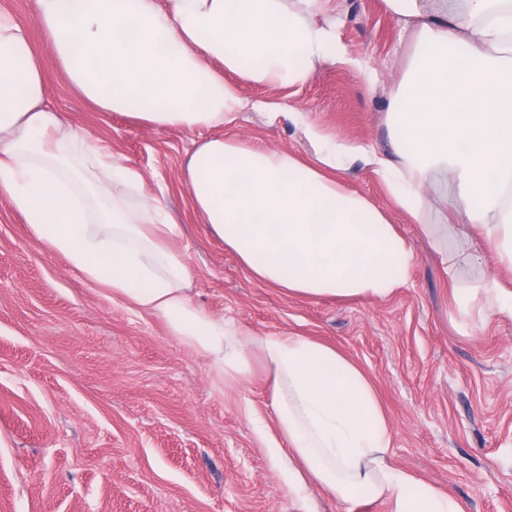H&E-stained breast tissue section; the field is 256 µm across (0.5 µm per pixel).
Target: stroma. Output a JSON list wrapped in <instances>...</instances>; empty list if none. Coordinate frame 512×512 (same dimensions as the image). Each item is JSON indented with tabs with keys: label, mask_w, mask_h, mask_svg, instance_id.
<instances>
[{
	"label": "stroma",
	"mask_w": 512,
	"mask_h": 512,
	"mask_svg": "<svg viewBox=\"0 0 512 512\" xmlns=\"http://www.w3.org/2000/svg\"><path fill=\"white\" fill-rule=\"evenodd\" d=\"M331 6L341 20L331 61L301 83L240 84L253 106L225 133L314 163L302 126L261 108L279 103L326 134L392 155L388 112L413 47L400 43L384 0ZM0 10L29 29L52 75L49 102L77 134L74 162L88 142L121 158L178 224L169 246L185 257L194 306L256 336L295 332L337 347L381 396L395 466L467 512H512V319L463 312L454 300L496 260L470 257L450 184L430 191L428 220L462 257L455 278L417 225L389 208L371 166L353 158L346 181L388 207L411 245L408 282L384 300L287 295L245 269L192 207L182 168L209 130L155 129L99 111L55 79L36 0H0ZM275 432L262 362L240 383L223 384L162 317L113 299L0 195V512H389L384 501L344 504L315 485L295 493L268 451L265 437Z\"/></svg>",
	"instance_id": "stroma-1"
}]
</instances>
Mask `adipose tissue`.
<instances>
[{
  "label": "adipose tissue",
  "instance_id": "obj_1",
  "mask_svg": "<svg viewBox=\"0 0 512 512\" xmlns=\"http://www.w3.org/2000/svg\"><path fill=\"white\" fill-rule=\"evenodd\" d=\"M328 2L299 0L295 11L286 0H37L36 24L59 78L100 111L156 129L212 130L187 159L184 181L195 211L257 279L312 299L386 298L406 284L411 247L342 176L343 160L355 156L432 239L428 188L452 184L460 223L512 265V0H465L451 13L384 0L415 45L392 103L395 158L325 135L300 112L291 120L321 145L312 164L218 134L248 105L225 74L278 86L329 61ZM48 83L27 28L0 11V194L34 234L113 297L162 317L223 383L245 379L259 358L278 432L270 449L296 492L311 480L342 503L362 495L390 512H466L391 464L380 399L336 347L298 333L247 336L191 303L187 265L167 245L175 225L154 199L128 206L124 190H142L143 178L98 146L86 145L85 161L110 193L70 165L74 136L47 100ZM457 303L512 319V289L493 275L459 289Z\"/></svg>",
  "mask_w": 512,
  "mask_h": 512
}]
</instances>
